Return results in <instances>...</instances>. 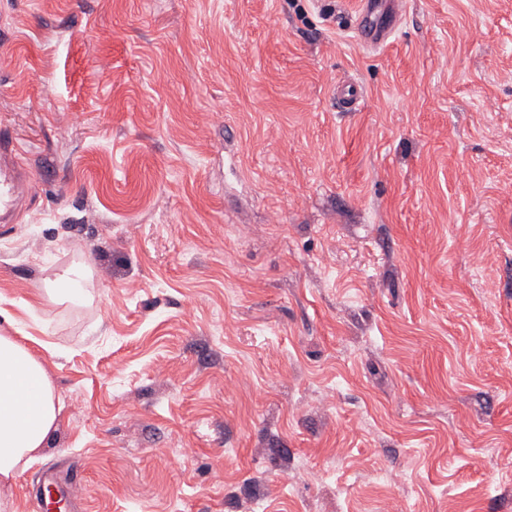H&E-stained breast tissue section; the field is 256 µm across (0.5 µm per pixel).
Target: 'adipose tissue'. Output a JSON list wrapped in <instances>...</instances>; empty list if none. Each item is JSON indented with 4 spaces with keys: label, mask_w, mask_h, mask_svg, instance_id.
<instances>
[{
    "label": "adipose tissue",
    "mask_w": 512,
    "mask_h": 512,
    "mask_svg": "<svg viewBox=\"0 0 512 512\" xmlns=\"http://www.w3.org/2000/svg\"><path fill=\"white\" fill-rule=\"evenodd\" d=\"M59 410L43 361L0 335V482L15 480L20 462L46 446Z\"/></svg>",
    "instance_id": "adipose-tissue-1"
}]
</instances>
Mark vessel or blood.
<instances>
[{
    "label": "vessel or blood",
    "mask_w": 512,
    "mask_h": 512,
    "mask_svg": "<svg viewBox=\"0 0 512 512\" xmlns=\"http://www.w3.org/2000/svg\"><path fill=\"white\" fill-rule=\"evenodd\" d=\"M359 31L370 43L384 42L391 32L376 16L374 0H359ZM38 197L33 174L19 161L14 138L9 132H0V222L14 216L25 203ZM41 488L35 494L37 512H53L54 504L76 505L82 496L79 484L73 480L60 481L54 470L43 471Z\"/></svg>",
    "instance_id": "b4317fda"
}]
</instances>
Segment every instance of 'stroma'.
Returning a JSON list of instances; mask_svg holds the SVG:
<instances>
[{
	"mask_svg": "<svg viewBox=\"0 0 512 512\" xmlns=\"http://www.w3.org/2000/svg\"><path fill=\"white\" fill-rule=\"evenodd\" d=\"M357 19L0 0L41 188L0 334L63 401L17 512L49 466L82 512H512V0H403L381 45Z\"/></svg>",
	"mask_w": 512,
	"mask_h": 512,
	"instance_id": "35a3bbf8",
	"label": "stroma"
}]
</instances>
